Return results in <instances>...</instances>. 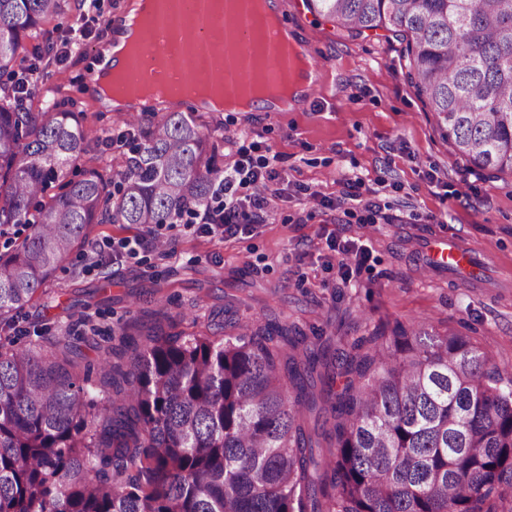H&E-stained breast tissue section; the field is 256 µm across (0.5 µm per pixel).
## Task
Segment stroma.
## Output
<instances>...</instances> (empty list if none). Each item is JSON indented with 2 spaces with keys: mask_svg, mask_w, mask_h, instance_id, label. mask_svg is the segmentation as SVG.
Masks as SVG:
<instances>
[{
  "mask_svg": "<svg viewBox=\"0 0 512 512\" xmlns=\"http://www.w3.org/2000/svg\"><path fill=\"white\" fill-rule=\"evenodd\" d=\"M283 20L321 63L314 102L288 112L203 114L230 167L241 154L277 153V196L265 223L220 239L194 227L167 230V253L128 255L125 238L142 226L97 224L25 308L23 323L48 341L73 343L88 371L87 388L103 398L93 342L128 323L178 331L238 332L278 322L306 343L336 351L380 324L424 322L453 328L512 371V178L458 161L437 120L405 78L404 42L352 36L335 20L309 12L305 0H278ZM123 0H96L53 17L48 39L69 44L71 63L38 74L35 99L61 86L85 123L118 133L120 113L89 96L90 64L107 21ZM362 179L361 201L346 199ZM382 214L366 222L364 202ZM458 238L487 262L480 283L423 270L429 243ZM111 287H104V280Z\"/></svg>",
  "mask_w": 512,
  "mask_h": 512,
  "instance_id": "obj_1",
  "label": "stroma"
}]
</instances>
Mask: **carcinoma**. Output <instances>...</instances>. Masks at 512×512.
Listing matches in <instances>:
<instances>
[{
  "mask_svg": "<svg viewBox=\"0 0 512 512\" xmlns=\"http://www.w3.org/2000/svg\"><path fill=\"white\" fill-rule=\"evenodd\" d=\"M66 0H0V325L15 319L94 224H180L224 169L193 112L71 178L100 141L54 98L20 90L51 50ZM351 34L405 41L407 76L455 156L512 173V0H306ZM53 189L55 193L48 194ZM269 323L235 335L127 330L95 344L106 396L77 347L0 336V512H512V373L453 329L395 323L331 358ZM319 380L333 433L304 418Z\"/></svg>",
  "mask_w": 512,
  "mask_h": 512,
  "instance_id": "1",
  "label": "carcinoma"
}]
</instances>
